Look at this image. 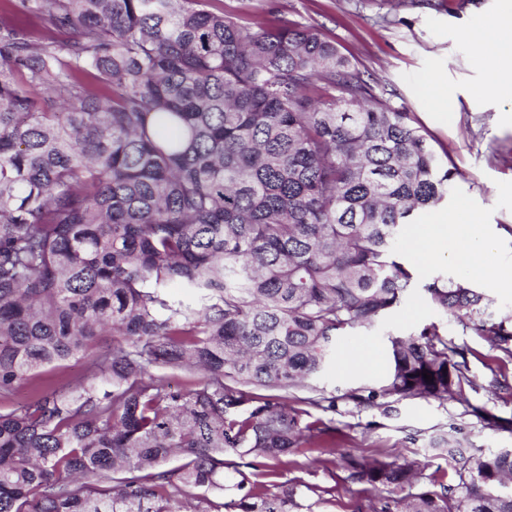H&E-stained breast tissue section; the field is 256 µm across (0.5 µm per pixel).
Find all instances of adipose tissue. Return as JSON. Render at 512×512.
Instances as JSON below:
<instances>
[{
  "instance_id": "obj_1",
  "label": "adipose tissue",
  "mask_w": 512,
  "mask_h": 512,
  "mask_svg": "<svg viewBox=\"0 0 512 512\" xmlns=\"http://www.w3.org/2000/svg\"><path fill=\"white\" fill-rule=\"evenodd\" d=\"M469 38L491 70V80L484 85L487 93L512 97V0H501L498 10ZM412 250L429 256L443 240L463 241L454 259L471 278L500 279L499 269L490 259V245L482 238L478 219L466 203H459L448 216H432L426 224L411 228L408 235Z\"/></svg>"
}]
</instances>
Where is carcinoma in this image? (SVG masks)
I'll return each instance as SVG.
<instances>
[{
	"label": "carcinoma",
	"instance_id": "cac0c4a2",
	"mask_svg": "<svg viewBox=\"0 0 512 512\" xmlns=\"http://www.w3.org/2000/svg\"><path fill=\"white\" fill-rule=\"evenodd\" d=\"M33 18L51 35L34 39ZM429 139L315 26L257 29L210 0H3L0 512H224L227 468L237 512H296L294 488L242 468L332 438L309 408L334 403L314 381L335 339L417 288L512 361L480 289L420 286L398 257L459 175ZM174 282L192 298L171 299ZM388 354L386 379L348 399L472 384L433 323L389 335ZM72 359L90 365L74 389L33 385ZM441 444L458 481L411 492L405 512H512V449ZM418 469L346 459L345 480L386 492L357 512H394Z\"/></svg>",
	"mask_w": 512,
	"mask_h": 512
}]
</instances>
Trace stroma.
<instances>
[{"instance_id": "35a3bbf8", "label": "stroma", "mask_w": 512, "mask_h": 512, "mask_svg": "<svg viewBox=\"0 0 512 512\" xmlns=\"http://www.w3.org/2000/svg\"><path fill=\"white\" fill-rule=\"evenodd\" d=\"M498 5L499 0H224L226 12L261 26L285 20L319 27L342 53L368 69L377 92L393 108L413 114L434 136L436 151L449 156L461 173L440 214L467 203L494 249L493 263L512 271V99L477 95L488 71L468 38ZM431 79L446 94L444 106L455 115L451 123L439 121L423 91ZM457 247L455 240L443 241L428 260L405 242L400 252L421 278L456 277L460 270L452 254ZM430 323L447 330L449 342L464 349L471 386L445 401L386 397L363 407L349 400L350 391L388 375V333L405 335ZM361 349L370 355L365 368L353 364ZM502 371L512 377V365H501L484 336L462 331L414 293L375 327L351 329L336 340L335 355L317 380L331 402L311 411L335 431L332 462H320L317 449L301 448L273 480L295 488L302 512H354L377 497L373 484L345 481L341 461L346 456L364 461L412 457L421 463V486L455 483L458 462L434 447L440 434L453 435L469 453L512 448V427L501 430L489 423L494 417L512 424V392L496 381ZM478 407L487 419L475 416Z\"/></svg>"}]
</instances>
